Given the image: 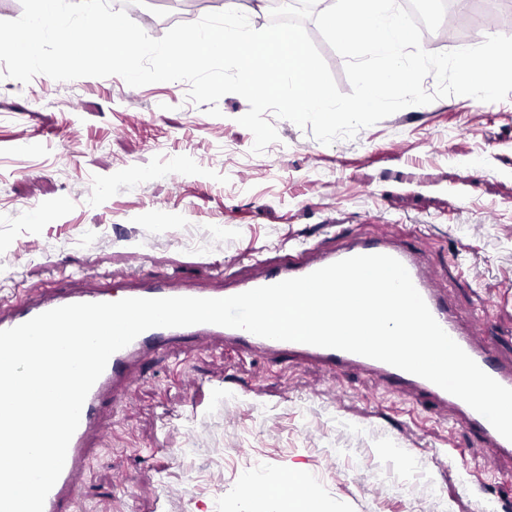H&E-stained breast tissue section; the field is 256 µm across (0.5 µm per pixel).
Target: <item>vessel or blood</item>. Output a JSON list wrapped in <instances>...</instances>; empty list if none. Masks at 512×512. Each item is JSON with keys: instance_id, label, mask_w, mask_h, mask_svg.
<instances>
[{"instance_id": "b4317fda", "label": "vessel or blood", "mask_w": 512, "mask_h": 512, "mask_svg": "<svg viewBox=\"0 0 512 512\" xmlns=\"http://www.w3.org/2000/svg\"><path fill=\"white\" fill-rule=\"evenodd\" d=\"M367 254H387L401 261L440 326L487 374L500 384L512 388V364L500 363L496 356L483 349L478 343L479 338L485 334L483 320L474 319L468 329H460L447 302L441 296L436 275L430 265L416 251L387 236L351 240L329 251L313 248L310 249L308 256L288 259L268 268L258 276L240 279L224 288H186L168 279L134 286L126 289L125 295L129 298H224L285 279L301 277L334 262ZM111 299L112 295L107 291L56 293L36 302L20 304L10 316H0V330L16 327L43 312L60 306L84 302H108ZM215 337L233 341L249 350L313 359L332 369L356 365L363 370L378 373L396 389L415 391L417 396L427 398L439 408L458 409L464 423L485 441L490 458L512 455V441L503 438L483 416L464 401L419 376L384 362L337 349L266 339L244 330L213 324L153 328L143 332L128 346L114 353L103 374L91 388L81 411L79 426L70 441L64 469L46 498L44 512H76L78 508L76 491L85 466L88 442L93 435H102L106 432L102 421V408L107 395L112 394L117 386L136 384L137 379L131 372L132 365L145 358L151 351L187 341L203 345Z\"/></svg>"}]
</instances>
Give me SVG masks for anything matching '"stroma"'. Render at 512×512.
<instances>
[{
  "mask_svg": "<svg viewBox=\"0 0 512 512\" xmlns=\"http://www.w3.org/2000/svg\"><path fill=\"white\" fill-rule=\"evenodd\" d=\"M150 37L222 11L111 0ZM0 61V310L126 277L188 286L261 271L301 246L390 231L438 272L449 306L480 315L512 358V95L410 106L325 145L274 119L252 153L238 95L220 116L186 82L121 77L23 84ZM107 405L80 512H281L292 467L325 512H512V459L489 461L458 418L356 366L330 370L228 340L182 344L135 367Z\"/></svg>",
  "mask_w": 512,
  "mask_h": 512,
  "instance_id": "obj_1",
  "label": "stroma"
}]
</instances>
